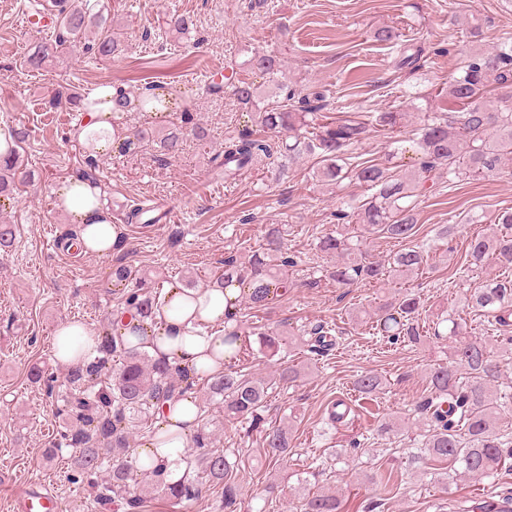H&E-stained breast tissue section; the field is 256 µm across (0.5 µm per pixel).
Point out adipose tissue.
I'll list each match as a JSON object with an SVG mask.
<instances>
[{"label": "adipose tissue", "mask_w": 512, "mask_h": 512, "mask_svg": "<svg viewBox=\"0 0 512 512\" xmlns=\"http://www.w3.org/2000/svg\"><path fill=\"white\" fill-rule=\"evenodd\" d=\"M114 93L112 84L98 85L89 92V103L84 108L78 140L83 143L88 136H95L93 153L97 156L111 151L118 133L112 123ZM53 193L61 209L78 224L86 252L111 253L117 244L119 229L112 223L109 210L101 200L100 188L71 180L58 184ZM241 297L242 290L234 283L224 288L188 289L177 285L169 288L155 328L146 329L143 336H134L133 329L138 322L128 316L117 319L114 328L125 338H138L153 357L215 375L223 372L235 353L225 345L223 332L207 333L203 327L223 322L225 315L238 309ZM97 354L98 342L83 324L69 321L58 328L54 353L58 363L75 365L93 360ZM197 411V400L193 397L167 405L163 419L157 422L165 441L159 445L150 441L139 448L140 464L164 465L169 479L179 480L184 473L181 459L196 427Z\"/></svg>", "instance_id": "obj_1"}]
</instances>
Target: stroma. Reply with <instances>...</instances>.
Wrapping results in <instances>:
<instances>
[{"instance_id": "35a3bbf8", "label": "stroma", "mask_w": 512, "mask_h": 512, "mask_svg": "<svg viewBox=\"0 0 512 512\" xmlns=\"http://www.w3.org/2000/svg\"><path fill=\"white\" fill-rule=\"evenodd\" d=\"M32 2L0 0V127L29 130L25 158L39 175L0 206V221L18 228L14 250L0 256V512H12L14 488L30 480L51 485L62 512H105L92 489L75 479V449L59 445L58 410L68 368L54 359V339L58 327L71 320L96 335L111 321L119 303L113 266L162 271L173 284L188 270L198 287L206 288L223 273L225 258L245 259L273 227L283 230L296 257L288 270L296 286L267 310L244 309L246 325L294 332L322 321L334 328L335 345L317 360L304 346L285 349L287 359L307 365L308 373L291 388L273 389L268 398L264 421L287 427L292 446L280 461L264 447L260 428L225 420L204 390L196 391L218 448L241 460L236 474L241 512H300L303 494L318 488L339 494L346 512H480L491 492L512 491V474L445 480L443 468L428 461L420 446L427 420L418 411L428 394L429 368L447 362L457 341L476 337L502 366L495 394L512 396V354L501 349L486 317L463 310L460 302L463 291L480 281L460 270L467 238L495 232L497 213L512 208V160H504L496 173L443 184L422 197L415 241L428 245L429 259L418 275L341 289L319 278V270L335 259L316 243L335 231L337 208L365 199L364 188L321 185L309 175L311 157L280 177L249 170L215 187L207 179L210 159L227 133L248 124L249 110L229 90L218 100L202 95L208 77L233 74L258 87L259 105H278L285 92L249 64L253 55H276L289 88L321 87L333 112L351 118L402 113L394 132L370 133L353 153L364 160L391 156L408 171L417 161L410 139L423 110L446 107L440 85L470 51L512 43V0H103L124 51L103 62L71 49L39 71L22 61L52 31L26 24ZM171 12L191 21L189 36L177 43L161 34ZM382 27L423 46L415 73L398 70L396 48L374 40ZM155 79L169 84L168 109H135L125 113V123L159 128L191 102L208 139L186 136L175 157L152 147L136 156L114 151L100 157L107 205L113 223L124 227L123 243L103 256L65 250L59 239L72 225L52 189L75 176L85 154L72 135L73 113L52 109L50 100L73 87L87 90L109 82L127 88ZM154 199L171 202L166 223H126L131 205ZM443 224L457 225L455 236L438 238ZM313 278L318 287H306ZM408 291L420 297L417 320L426 332L416 346L392 347L349 317L359 308L377 311ZM455 312L466 319L459 336L435 339L434 329ZM35 366L55 378L54 393L31 379ZM367 370L385 380L373 414L360 408L352 389L356 375ZM338 400L354 407L355 421L334 428L326 423V410ZM381 419L392 423L390 433L377 434ZM377 471L393 473L394 485L372 483ZM281 479L288 482L283 493L269 496L266 485Z\"/></svg>"}]
</instances>
